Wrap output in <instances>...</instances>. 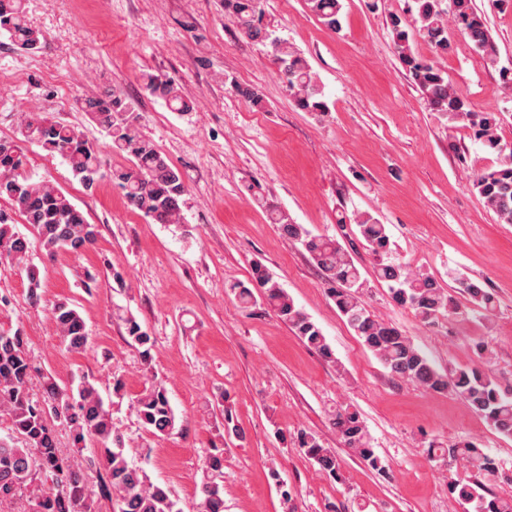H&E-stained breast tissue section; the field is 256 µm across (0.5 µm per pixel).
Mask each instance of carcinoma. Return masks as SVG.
<instances>
[{
	"label": "carcinoma",
	"mask_w": 512,
	"mask_h": 512,
	"mask_svg": "<svg viewBox=\"0 0 512 512\" xmlns=\"http://www.w3.org/2000/svg\"><path fill=\"white\" fill-rule=\"evenodd\" d=\"M442 2L413 0L410 24L397 15L390 17L394 52L432 111L452 125L468 126L484 147L504 155L501 166L479 175L474 187L501 223L512 224V146L503 144L498 134L500 113L472 111L439 64V59L454 49L448 36V17H453L461 36L485 65L499 70L507 83H512V69L500 65L499 51L475 0H449L447 9L442 8ZM306 5L327 30H341L342 0H306ZM224 9L249 40L270 45L297 106L305 112L328 114L329 105L307 59L263 22L262 0H224ZM0 34L30 55L38 53L45 43L44 36L27 22L24 0H0ZM416 35L428 42L434 59L424 60L415 54L412 41ZM142 83L146 91L165 100L173 110L193 109V102L173 82L145 74ZM234 91L252 106L265 108L263 97L255 89L237 84ZM80 105L108 138L112 150L127 159V165L105 169L97 147L81 128L54 121L43 112L25 115L22 135L48 153L62 156L86 190H94L109 176L124 191L128 203L152 223H184L186 186L181 171L141 134L132 103L114 91L83 98ZM22 165L15 147L0 140V200L8 202L34 229L47 253L66 250L78 254L92 247L99 235L98 226L90 223L52 182L22 176ZM269 220L282 236L309 253L321 272L328 297L363 345L392 375L426 390L461 398L498 434L512 437V395L503 392L488 373L491 354L487 347L478 346L480 364L460 367L449 374L439 372L409 336L367 309L362 300V273L337 240L313 234L278 209L270 210ZM351 223L377 256L375 277L387 284L398 305L412 309L429 326L441 317L458 313L456 298L433 275L393 257L386 225L369 214H358ZM30 253L29 239L11 224V217L0 211V259L28 265L29 298L35 303L41 284L36 268L28 264ZM461 288L474 306L486 311L494 307L492 296L480 284L466 280ZM232 291L244 308L262 300L325 362L336 363L322 330L264 266L253 265L248 283L239 282ZM118 318L123 320L129 343L138 350L143 364L151 366L153 337L135 318L121 314ZM53 320L65 348L74 354L83 353L89 334L76 305L68 298L57 301ZM36 382L40 386L37 394L33 393ZM135 407L142 427L155 435H165L176 427L177 416L167 391L157 382L136 395ZM0 415L8 423V434L0 436V501L27 493L35 500L38 512H96L85 471L97 465L105 471L100 495L116 502L118 512H181L169 488L150 482L145 471L128 460L123 436L114 428L112 413L95 384L85 376L75 385L65 384L44 372L31 356L27 338L19 328L0 330ZM58 424L68 429L77 452L86 449L89 441L98 445L97 450L80 459L63 455L56 437ZM330 424L353 456L375 471H384L356 408L348 404L337 407ZM294 446L313 461L320 473L338 478L340 460L336 451L324 447L316 434L299 432ZM425 452L429 461L459 466L466 473L491 475L496 469L494 459L470 441L446 446L432 441ZM480 489L466 477L458 476L450 483V493L464 512H512V502L489 498ZM200 493L202 512H224L223 489L218 483L203 484Z\"/></svg>",
	"instance_id": "cac0c4a2"
}]
</instances>
